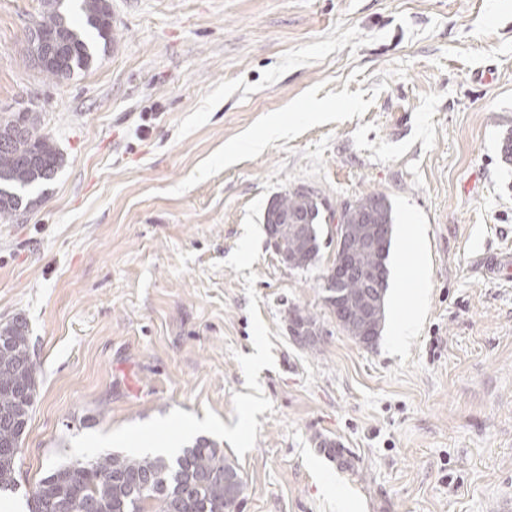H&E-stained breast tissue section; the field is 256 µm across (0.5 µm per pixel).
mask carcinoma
<instances>
[{"label":"carcinoma","mask_w":512,"mask_h":512,"mask_svg":"<svg viewBox=\"0 0 512 512\" xmlns=\"http://www.w3.org/2000/svg\"><path fill=\"white\" fill-rule=\"evenodd\" d=\"M48 10L38 23L43 35L61 48V61L37 66L57 81L71 79L93 61L87 33L108 42L111 13L106 0H83V27L73 26L63 13V0H47ZM62 162L50 138L24 112L0 119V218L10 219L23 204V192L51 180ZM280 211L299 219L279 230L288 242V257L314 265L321 256L322 211L328 204L313 190H291L277 197ZM372 213L386 225V237L374 250L353 248L350 263L389 279L387 260L393 235V208L388 197L371 193L352 201L350 220ZM325 301L373 299L371 283L350 278L323 286ZM10 341L0 349V493L14 492L22 439L36 394V362L27 322L6 324ZM244 480L224 452L206 439L197 440L170 459L162 454L106 453L85 461L53 466L30 491L29 512H234Z\"/></svg>","instance_id":"cac0c4a2"}]
</instances>
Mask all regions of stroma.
Here are the masks:
<instances>
[{
  "instance_id": "35a3bbf8",
  "label": "stroma",
  "mask_w": 512,
  "mask_h": 512,
  "mask_svg": "<svg viewBox=\"0 0 512 512\" xmlns=\"http://www.w3.org/2000/svg\"><path fill=\"white\" fill-rule=\"evenodd\" d=\"M112 39L57 82L44 0H0V118L63 162L0 219V325L37 364L21 493L162 440L222 448L236 512H500L512 495V0H109ZM385 194L421 227L414 339L364 347L323 300L334 245L283 265L264 212ZM314 315L305 344L288 310Z\"/></svg>"
}]
</instances>
